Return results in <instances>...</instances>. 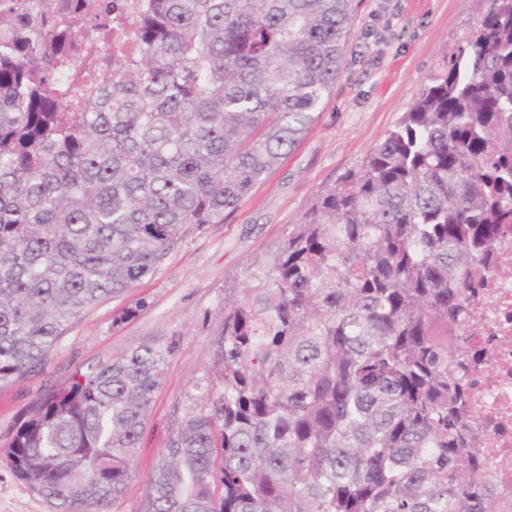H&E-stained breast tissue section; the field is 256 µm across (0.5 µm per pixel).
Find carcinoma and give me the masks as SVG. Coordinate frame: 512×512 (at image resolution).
Wrapping results in <instances>:
<instances>
[{"mask_svg":"<svg viewBox=\"0 0 512 512\" xmlns=\"http://www.w3.org/2000/svg\"><path fill=\"white\" fill-rule=\"evenodd\" d=\"M355 0H155L139 56L57 94L53 35L0 11V382L221 224L315 119ZM442 56L362 163L224 294L216 379L174 410L137 512H497L459 359L512 224V0ZM170 348L45 387L0 456L53 512L136 474Z\"/></svg>","mask_w":512,"mask_h":512,"instance_id":"1","label":"carcinoma"}]
</instances>
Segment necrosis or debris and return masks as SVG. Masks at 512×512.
Listing matches in <instances>:
<instances>
[{
	"mask_svg": "<svg viewBox=\"0 0 512 512\" xmlns=\"http://www.w3.org/2000/svg\"><path fill=\"white\" fill-rule=\"evenodd\" d=\"M85 39L116 46L129 59L138 50L137 27L151 0H87ZM466 334L471 392L470 420L480 439V454L495 474L502 512H512V224L502 225L494 262L481 277Z\"/></svg>",
	"mask_w": 512,
	"mask_h": 512,
	"instance_id": "4bbe7bcc",
	"label": "necrosis or debris"
}]
</instances>
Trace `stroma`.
<instances>
[{
	"label": "stroma",
	"instance_id": "stroma-1",
	"mask_svg": "<svg viewBox=\"0 0 512 512\" xmlns=\"http://www.w3.org/2000/svg\"><path fill=\"white\" fill-rule=\"evenodd\" d=\"M464 0H355L336 81L313 125L281 163L220 224L185 237L157 272L104 298L72 321L44 372L0 385V436L48 384L140 344L173 343L154 397L136 476L108 512H136L145 475L211 366V340L224 317V286L241 284L316 199L355 168L406 112L448 48L476 27ZM0 512H52L0 457Z\"/></svg>",
	"mask_w": 512,
	"mask_h": 512
}]
</instances>
